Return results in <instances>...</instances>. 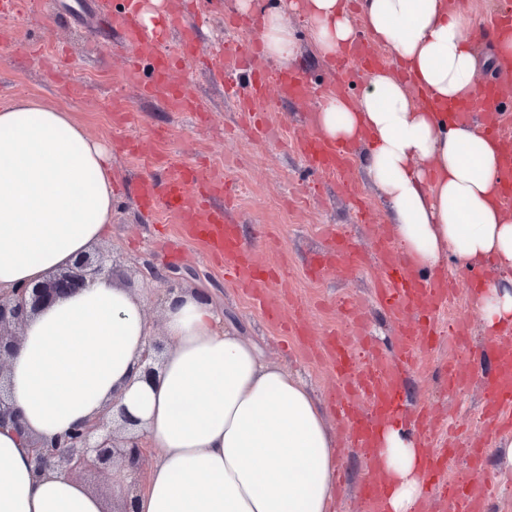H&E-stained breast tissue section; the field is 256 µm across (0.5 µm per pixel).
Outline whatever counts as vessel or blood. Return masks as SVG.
Segmentation results:
<instances>
[{
  "label": "vessel or blood",
  "instance_id": "1",
  "mask_svg": "<svg viewBox=\"0 0 512 512\" xmlns=\"http://www.w3.org/2000/svg\"><path fill=\"white\" fill-rule=\"evenodd\" d=\"M141 2L123 0L121 36L129 47L128 69L134 73L145 66L150 69L148 79L140 85L142 96L162 99L177 112H200L198 100L172 78L178 62L190 54L195 31L183 29L178 52H168L162 47L164 32L150 31L143 26ZM386 63V57L374 49L367 37L357 38L336 59V82L329 87V94L346 97L360 72L378 69ZM311 92L308 80L296 71L284 69L270 78L253 70L238 106L249 115L254 137L265 140L271 137L272 129L263 108L271 96L301 101ZM419 99L422 105L438 112L449 123L471 121L490 109L512 102V59L501 64L493 80H478L470 98L442 103L423 92ZM485 131L501 147L502 161L497 179L501 202L508 208L512 206V116L497 118L486 126ZM116 145L125 154L138 158L146 171L137 184L142 207L150 213L163 210L170 214L184 239L220 261L225 275L234 285L269 320L278 321L280 301L258 290L259 284L271 283L273 277L256 262L252 250L242 241L228 206L219 203L229 192L227 181L218 174L207 180L200 179L195 168L170 158L157 138L144 140L124 135ZM293 147L313 173L334 177L337 190L349 199H356L357 188L347 176L351 155L346 146L327 140L311 127L295 133ZM375 251L383 268L376 300L399 326V364L387 363L385 356L376 352L372 355V366L358 367L349 339L335 331L326 333L322 348L329 369L337 377L338 388L345 396L342 420L346 435L367 458V473L359 493L377 508L385 498L386 488L376 462V448L383 429L399 416L405 402L399 365L412 363L418 352L427 348L437 336L436 318L446 309L453 290L434 277L417 274L407 259L391 248L386 238L377 240ZM363 262L360 253L337 241L330 251L314 256L308 271L314 279L329 271L346 277ZM483 413L504 424L512 421L511 346H501L495 352V373L484 385ZM423 453L429 464L428 474L435 477L448 504V512H483L486 486L447 479L443 461L448 457V449L437 450L427 445Z\"/></svg>",
  "mask_w": 512,
  "mask_h": 512
}]
</instances>
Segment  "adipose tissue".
Returning a JSON list of instances; mask_svg holds the SVG:
<instances>
[{"label":"adipose tissue","mask_w":512,"mask_h":512,"mask_svg":"<svg viewBox=\"0 0 512 512\" xmlns=\"http://www.w3.org/2000/svg\"><path fill=\"white\" fill-rule=\"evenodd\" d=\"M258 15L265 56L296 61L289 12L303 15L322 57L367 33L393 68L436 98L471 96L475 24L449 0H237ZM326 137L362 150L388 206L398 247L428 273L447 260L493 261L498 276L475 303L484 331L512 326V212L497 201L495 144L478 122L447 126L420 108L390 70L369 75L358 106L330 97L314 117ZM112 158L68 113L33 101L0 104V291L66 267L112 220ZM168 344L158 377L137 364L151 336ZM24 430L0 425V512H103L61 469L35 472L34 440L96 417L121 392L157 458L143 472L135 512H331L333 439L316 400L288 368L225 329L213 304L173 293L153 324L142 297L100 279L29 319L8 360ZM387 512H413L423 472L413 434L393 424L378 450Z\"/></svg>","instance_id":"1"}]
</instances>
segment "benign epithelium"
Masks as SVG:
<instances>
[{"mask_svg":"<svg viewBox=\"0 0 512 512\" xmlns=\"http://www.w3.org/2000/svg\"><path fill=\"white\" fill-rule=\"evenodd\" d=\"M112 263L110 250L85 252L13 298L0 294V424L21 426L20 415L8 398L4 372L8 358L20 343L21 330L27 319L82 291L98 278H112ZM164 349L165 345L158 337L150 339L141 359L144 378L155 376L156 357ZM130 425L132 420L125 408L114 399L90 423L75 427L53 441L37 444L33 448L36 467L40 470L62 468L75 478L94 471L112 479L116 473L125 470L130 478L127 496L123 505L113 512H133V498L146 452L143 445L125 436Z\"/></svg>","mask_w":512,"mask_h":512,"instance_id":"benign-epithelium-1","label":"benign epithelium"}]
</instances>
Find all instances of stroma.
Instances as JSON below:
<instances>
[{
	"instance_id": "stroma-1",
	"label": "stroma",
	"mask_w": 512,
	"mask_h": 512,
	"mask_svg": "<svg viewBox=\"0 0 512 512\" xmlns=\"http://www.w3.org/2000/svg\"><path fill=\"white\" fill-rule=\"evenodd\" d=\"M90 0H24L13 17L0 18V29L9 31L11 44L0 46V99L34 100L62 112L92 138L111 144L114 121L112 99L122 96L135 122L132 134L149 139L163 133L170 155L189 163H203L205 172L223 173L236 198V217L245 243L265 267L284 272L281 286L304 306L308 328L320 337L330 326L353 339L352 353L360 361L371 358L363 344L371 339L392 345L398 327L376 303L373 289L380 270L366 263L348 280L328 274L312 280L307 266L313 253L323 249L329 232H336L356 250L368 254L376 234L389 229L384 200L365 175L360 162H353L350 177L357 184L370 221H360L354 204L336 193L332 181L311 175L290 147V136L301 123L310 121L321 104L314 97L303 104L273 103L268 118L273 136L254 140L231 99L224 95L226 81L243 83L239 68L243 53L251 49L246 31L226 27V16L235 12L233 0H193L192 9L183 0H163L173 23L167 40L175 44L180 31L198 27L200 55H216L220 75L214 76L185 60L175 71V80L205 107L204 115L174 112L157 99L143 98L137 78L127 74L117 41L96 33L98 22L89 10ZM298 62L312 87L332 82L326 60L315 52L307 28L289 17ZM141 173L138 162L123 153L112 155V224L105 242L114 260V279L133 278L138 296L145 302L150 320H157L163 297L174 283L172 271L183 274V287L207 295L224 318L261 349L266 359L298 370L323 408L325 420L340 446L336 461L340 491L333 512H372L356 493L365 472V458L344 446V432L337 421L333 398L336 378L306 342L281 335L278 328L255 310L249 300L224 280V273L194 245H185L181 258L167 254V235L177 232L169 215L155 220L139 209L130 188ZM450 280L460 285L453 320L444 321L443 332L429 349L419 353L404 376L407 405L433 408L458 434L460 449L448 461L447 477L468 483L492 479L494 488L486 512H512V474L503 475L492 448H485L484 463L474 467L471 445L484 441L481 419L482 383L490 367L489 355L504 338L486 334L474 311V300L463 288L471 272L449 263ZM468 370L466 383L448 391L440 369L447 365Z\"/></svg>"
}]
</instances>
